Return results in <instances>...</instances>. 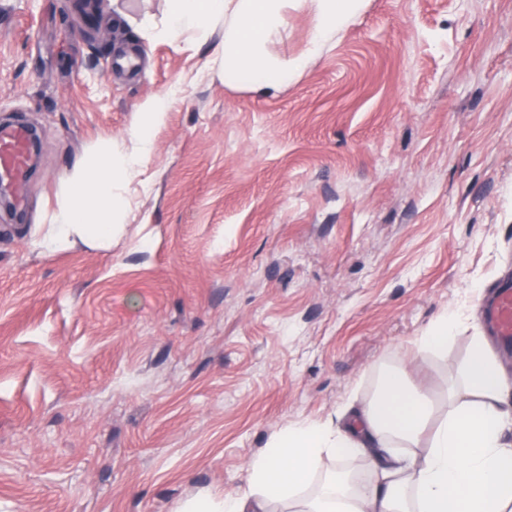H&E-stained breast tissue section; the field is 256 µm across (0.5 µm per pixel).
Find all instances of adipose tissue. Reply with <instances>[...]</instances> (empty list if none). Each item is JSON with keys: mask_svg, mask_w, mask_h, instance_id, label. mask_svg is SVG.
<instances>
[{"mask_svg": "<svg viewBox=\"0 0 512 512\" xmlns=\"http://www.w3.org/2000/svg\"><path fill=\"white\" fill-rule=\"evenodd\" d=\"M363 6L364 0H168L163 22L146 16L139 26L147 38L175 43L189 32L207 37L223 20L225 79L242 75L251 89L269 91L304 65L270 51L289 11L312 15L315 54ZM174 96L155 95L136 111L128 145L97 142L72 168L41 238L44 252L80 242L107 247L123 233L125 187L150 159ZM511 431L512 375L476 336L444 413L404 368L382 365L372 396L350 392L335 421L295 423L273 434L250 461L245 488L225 494L223 512H512ZM326 458L362 460L369 477L360 483L338 469L319 476Z\"/></svg>", "mask_w": 512, "mask_h": 512, "instance_id": "adipose-tissue-1", "label": "adipose tissue"}]
</instances>
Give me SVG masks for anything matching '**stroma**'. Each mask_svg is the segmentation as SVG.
Masks as SVG:
<instances>
[{
	"mask_svg": "<svg viewBox=\"0 0 512 512\" xmlns=\"http://www.w3.org/2000/svg\"><path fill=\"white\" fill-rule=\"evenodd\" d=\"M119 0H0V119L40 138L0 209V512L220 508L290 424L380 364L445 404L512 274V0H368L316 55L289 11L277 92L224 79V33L148 43ZM140 67L120 69V48ZM176 89L111 248L39 240L72 167ZM447 354L411 342L439 317Z\"/></svg>",
	"mask_w": 512,
	"mask_h": 512,
	"instance_id": "35a3bbf8",
	"label": "stroma"
}]
</instances>
